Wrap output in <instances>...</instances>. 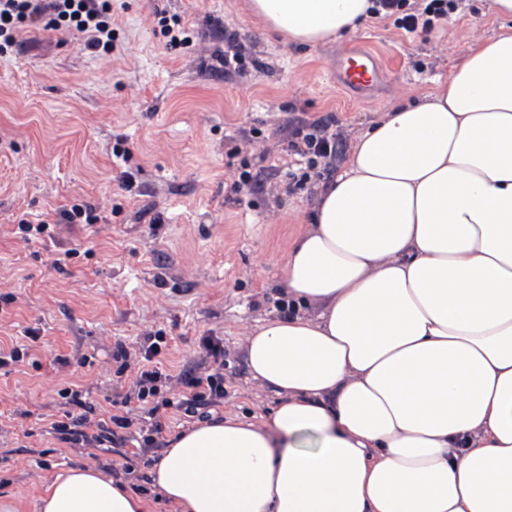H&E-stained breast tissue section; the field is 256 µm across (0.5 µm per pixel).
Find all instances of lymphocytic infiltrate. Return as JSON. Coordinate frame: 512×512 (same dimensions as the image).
<instances>
[{
  "mask_svg": "<svg viewBox=\"0 0 512 512\" xmlns=\"http://www.w3.org/2000/svg\"><path fill=\"white\" fill-rule=\"evenodd\" d=\"M370 17L393 21L410 36H428L438 30L454 8V0H371ZM34 26L70 36L82 50L95 55L113 48L112 0H0V54L16 51L17 33ZM345 143L342 134L328 132L312 123L307 133L293 144L296 154L307 156L309 168L331 158ZM162 335L139 349L137 354L119 351L115 359L121 370H133L130 395L113 401L109 410L99 412L78 389H65L62 414L52 416L47 432L55 440L86 449L104 450L118 436L136 443L139 451L155 448L166 428V414L179 406L190 417L224 404V339L204 336L199 341L201 371L173 374L163 362ZM184 388L179 401H171L164 389Z\"/></svg>",
  "mask_w": 512,
  "mask_h": 512,
  "instance_id": "1",
  "label": "lymphocytic infiltrate"
}]
</instances>
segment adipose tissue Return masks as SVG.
Here are the masks:
<instances>
[{
    "label": "adipose tissue",
    "instance_id": "1",
    "mask_svg": "<svg viewBox=\"0 0 512 512\" xmlns=\"http://www.w3.org/2000/svg\"><path fill=\"white\" fill-rule=\"evenodd\" d=\"M369 0H249L283 42L339 41ZM447 77L384 113L284 263L288 315L245 338L267 421L190 425L150 492L94 467L38 512H512V0Z\"/></svg>",
    "mask_w": 512,
    "mask_h": 512
}]
</instances>
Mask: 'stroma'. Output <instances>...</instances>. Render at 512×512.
<instances>
[{
  "label": "stroma",
  "instance_id": "1",
  "mask_svg": "<svg viewBox=\"0 0 512 512\" xmlns=\"http://www.w3.org/2000/svg\"><path fill=\"white\" fill-rule=\"evenodd\" d=\"M159 9L181 16L183 47L156 35ZM500 24L489 0H458L427 38L369 18L341 43L312 47L268 33L247 0H112L107 55L21 30L18 51L0 56V348L28 344L32 328L40 338L34 361L0 371V497L35 512L56 472L114 462L147 473L160 449L116 444L92 455L45 428L64 389L103 408L129 392L132 376L118 374L113 354L120 345L137 353L149 333H163L176 371L198 368L200 337H223L217 416L264 414L276 397L251 378L244 340L277 314L283 261L321 183L285 194L289 173L307 169L290 149L294 129L331 118L354 140ZM228 31L244 48L239 72L220 65ZM360 43L385 71L367 99L339 89L332 67ZM243 164L253 180L238 185ZM85 203L98 221L67 224L63 212ZM24 211L48 222L47 234L25 239L15 221ZM60 356L69 366L57 367Z\"/></svg>",
  "mask_w": 512,
  "mask_h": 512
}]
</instances>
